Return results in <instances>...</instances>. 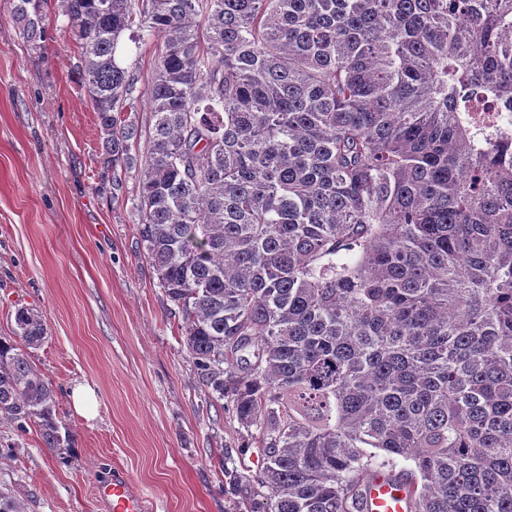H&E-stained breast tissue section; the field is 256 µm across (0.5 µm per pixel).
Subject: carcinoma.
Listing matches in <instances>:
<instances>
[{
	"label": "carcinoma",
	"instance_id": "1",
	"mask_svg": "<svg viewBox=\"0 0 512 512\" xmlns=\"http://www.w3.org/2000/svg\"><path fill=\"white\" fill-rule=\"evenodd\" d=\"M104 163L199 383L256 427L247 512H512V0H61ZM13 16L41 38L39 0ZM160 38L148 134L119 45ZM0 424L62 439L15 315ZM410 468L397 470L400 462ZM396 481L386 477L374 480L368 494L365 512H405L404 493L396 486Z\"/></svg>",
	"mask_w": 512,
	"mask_h": 512
}]
</instances>
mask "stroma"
Instances as JSON below:
<instances>
[{
    "label": "stroma",
    "instance_id": "35a3bbf8",
    "mask_svg": "<svg viewBox=\"0 0 512 512\" xmlns=\"http://www.w3.org/2000/svg\"><path fill=\"white\" fill-rule=\"evenodd\" d=\"M28 43L0 0V338L18 310L48 335L29 361L56 388L59 448L0 424V488L26 512H106L98 483L127 477L151 512H242L262 466L233 404L201 388L138 231L140 169L104 168L102 135L76 74L60 0ZM155 41L132 51L123 117L153 124ZM90 409L73 401L77 387ZM237 481H230V474Z\"/></svg>",
    "mask_w": 512,
    "mask_h": 512
}]
</instances>
